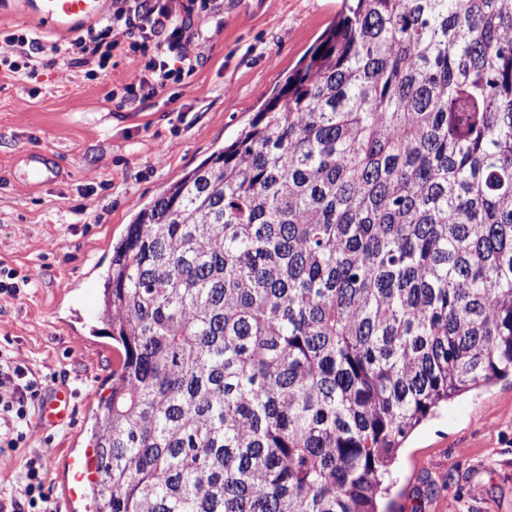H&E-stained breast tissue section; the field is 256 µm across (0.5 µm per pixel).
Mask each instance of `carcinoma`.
I'll return each instance as SVG.
<instances>
[{
    "label": "carcinoma",
    "instance_id": "obj_1",
    "mask_svg": "<svg viewBox=\"0 0 512 512\" xmlns=\"http://www.w3.org/2000/svg\"><path fill=\"white\" fill-rule=\"evenodd\" d=\"M102 280L95 512H380L512 373V0H352Z\"/></svg>",
    "mask_w": 512,
    "mask_h": 512
}]
</instances>
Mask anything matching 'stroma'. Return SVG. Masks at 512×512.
<instances>
[{"label":"stroma","instance_id":"obj_1","mask_svg":"<svg viewBox=\"0 0 512 512\" xmlns=\"http://www.w3.org/2000/svg\"><path fill=\"white\" fill-rule=\"evenodd\" d=\"M342 0H224L199 21L203 61L186 93L192 111L168 94L139 108L108 99L113 84L131 81L117 67L90 81L52 67L22 82L0 74V262L36 282L27 295L0 298V342L47 384L100 391L110 360L77 349L72 340L95 332L110 344L100 319L75 316L89 264L106 268L112 244L134 213L184 170L230 142L335 21ZM164 157H156L157 146ZM30 151L53 155L61 182L20 190L10 169ZM99 200L94 215H77L85 192ZM91 404L79 401L73 424L33 429L43 452L49 491L66 477L64 457L85 452ZM382 512H512V376L472 391L441 409L406 439L386 478Z\"/></svg>","mask_w":512,"mask_h":512}]
</instances>
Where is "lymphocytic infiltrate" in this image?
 Listing matches in <instances>:
<instances>
[{
  "instance_id": "obj_1",
  "label": "lymphocytic infiltrate",
  "mask_w": 512,
  "mask_h": 512,
  "mask_svg": "<svg viewBox=\"0 0 512 512\" xmlns=\"http://www.w3.org/2000/svg\"><path fill=\"white\" fill-rule=\"evenodd\" d=\"M217 7V0H112L103 19L69 40L51 41L33 29L1 32L0 73L26 81L39 68L55 66L95 80L122 65L133 75L122 100L140 103L194 71L199 62L192 48L194 21ZM42 389V375L14 361L0 345V453L23 455L15 486L0 490V512H59L45 485L43 454L23 453Z\"/></svg>"
}]
</instances>
